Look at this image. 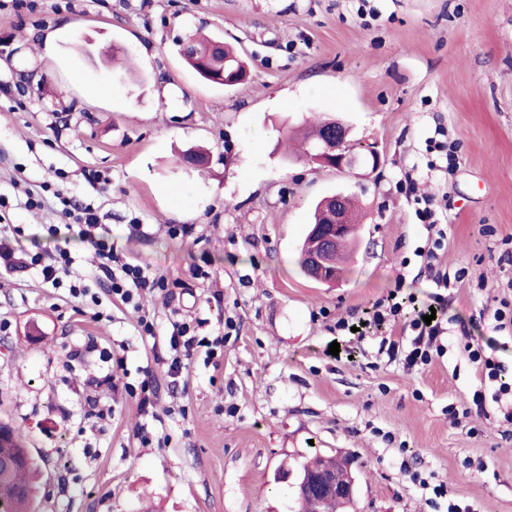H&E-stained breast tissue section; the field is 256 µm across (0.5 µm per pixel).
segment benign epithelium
<instances>
[{"mask_svg": "<svg viewBox=\"0 0 512 512\" xmlns=\"http://www.w3.org/2000/svg\"><path fill=\"white\" fill-rule=\"evenodd\" d=\"M350 133V128L342 122L329 125L322 141L309 154L308 161L340 172H354L358 169L377 171L382 163L377 146L354 143ZM348 198L349 195L344 193L329 197L333 210L330 223L315 224L312 227L314 246L303 253V261L312 280L316 282L323 281L325 256L333 250L336 241L356 233V227L351 224L346 210ZM297 491L302 497L333 498L350 505L354 500L355 480L351 475L340 479L336 473L323 470L306 476L298 483Z\"/></svg>", "mask_w": 512, "mask_h": 512, "instance_id": "1", "label": "benign epithelium"}]
</instances>
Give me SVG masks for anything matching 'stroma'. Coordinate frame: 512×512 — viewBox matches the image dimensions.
<instances>
[{
    "instance_id": "35a3bbf8",
    "label": "stroma",
    "mask_w": 512,
    "mask_h": 512,
    "mask_svg": "<svg viewBox=\"0 0 512 512\" xmlns=\"http://www.w3.org/2000/svg\"><path fill=\"white\" fill-rule=\"evenodd\" d=\"M198 31L236 46L244 83L186 65L181 43ZM114 44L136 77L107 76ZM324 117L375 144L381 168L291 154L288 133ZM439 127L457 147L449 178L428 166ZM190 149L204 165L180 163ZM408 174L448 227L422 277L428 232ZM339 191L362 220L347 273L321 284L299 249L315 204ZM67 199L94 209L125 256L179 281L182 315L209 332L235 323L219 364L200 355L171 380L169 307L112 299L94 249L64 228ZM15 225L17 266H0V422L41 468L35 512H295L292 484L317 454L351 463L348 512H512V401L473 410L481 383L463 349L482 345L512 383V324L494 318L512 307V0H0V231ZM60 248L72 264L55 288L25 262ZM459 268L443 356L408 369L379 353L434 272ZM393 290L402 312L375 322ZM143 313L155 337H142ZM342 318L365 323V340L338 337ZM336 338L340 355L326 354ZM117 360L125 384L151 381L148 411L114 384ZM452 407L471 413L457 422Z\"/></svg>"
}]
</instances>
